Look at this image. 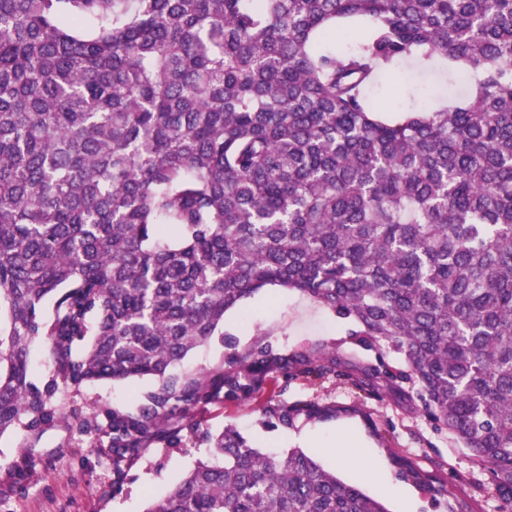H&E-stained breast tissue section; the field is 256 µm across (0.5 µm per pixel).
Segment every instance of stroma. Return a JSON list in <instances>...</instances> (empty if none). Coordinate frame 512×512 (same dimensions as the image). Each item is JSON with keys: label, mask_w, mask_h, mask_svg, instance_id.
<instances>
[{"label": "stroma", "mask_w": 512, "mask_h": 512, "mask_svg": "<svg viewBox=\"0 0 512 512\" xmlns=\"http://www.w3.org/2000/svg\"><path fill=\"white\" fill-rule=\"evenodd\" d=\"M224 329L232 334L233 346L213 337L188 355L179 374L202 373L260 345L288 356L326 352L346 368L381 359L392 370L405 367L402 354L392 349L359 347L350 323L295 290L256 294L245 311L227 313ZM155 388L150 378L86 383L60 393V410L39 431L19 428L1 435L0 512H144L149 499L164 497L204 458L207 444L201 434L184 433L176 448L151 445L117 490L108 436H81L73 418L77 412L91 414L105 424L107 412L136 410ZM284 402L311 404L323 414L298 416L287 427L269 425L264 408ZM199 417L209 430L233 426L267 451L302 449L344 482L381 500L388 512H448L447 499L432 497L401 478L396 466L400 459L438 479L453 480L457 496L472 512H499V502L489 491L487 467L447 432L436 431L397 391L375 397L332 374L307 378L273 372L251 399L209 404ZM340 433L359 445L360 462L337 465L328 448ZM365 464L381 474V482L365 478Z\"/></svg>", "instance_id": "obj_1"}]
</instances>
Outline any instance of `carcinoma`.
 I'll list each match as a JSON object with an SVG mask.
<instances>
[{
	"label": "carcinoma",
	"mask_w": 512,
	"mask_h": 512,
	"mask_svg": "<svg viewBox=\"0 0 512 512\" xmlns=\"http://www.w3.org/2000/svg\"><path fill=\"white\" fill-rule=\"evenodd\" d=\"M352 22L361 39L336 50ZM408 62L450 64L468 91L388 116L367 89ZM276 287L405 369L261 347L173 372ZM36 342L67 386L157 381L108 414L117 489L213 401L315 372L411 384L512 512V0H0V435L56 412L57 382L30 380ZM204 439L146 512H388L299 448Z\"/></svg>",
	"instance_id": "carcinoma-1"
}]
</instances>
